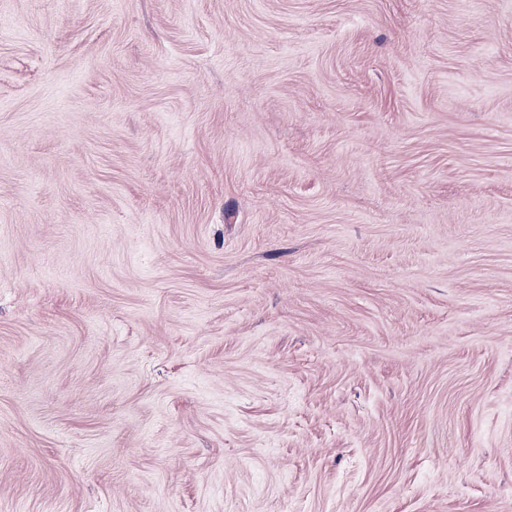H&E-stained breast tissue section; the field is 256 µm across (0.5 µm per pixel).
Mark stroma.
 I'll list each match as a JSON object with an SVG mask.
<instances>
[{"label":"stroma","instance_id":"35a3bbf8","mask_svg":"<svg viewBox=\"0 0 512 512\" xmlns=\"http://www.w3.org/2000/svg\"><path fill=\"white\" fill-rule=\"evenodd\" d=\"M0 512H512V0H0Z\"/></svg>","mask_w":512,"mask_h":512}]
</instances>
